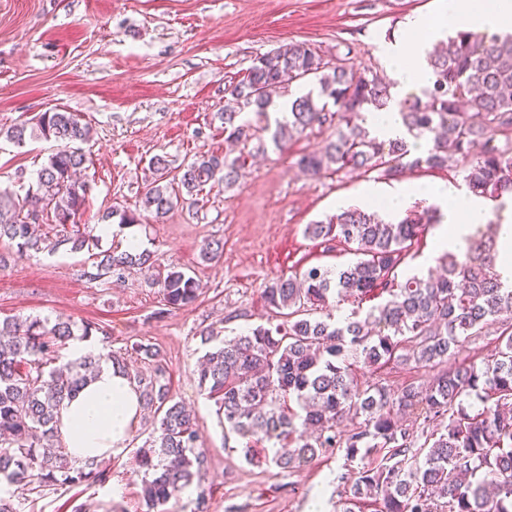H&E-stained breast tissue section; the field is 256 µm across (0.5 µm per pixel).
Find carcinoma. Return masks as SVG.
I'll list each match as a JSON object with an SVG mask.
<instances>
[{
  "mask_svg": "<svg viewBox=\"0 0 512 512\" xmlns=\"http://www.w3.org/2000/svg\"><path fill=\"white\" fill-rule=\"evenodd\" d=\"M425 61L430 85L396 102L393 82L373 70L358 75L347 59L304 43L256 56L246 77L224 89V153L197 155L180 175L155 180L139 207L160 219L212 181L230 191L248 159L315 129L329 132L324 145L297 160L311 176L350 170L396 180L406 171L459 167L473 194L494 201L512 195V150L493 145L512 126V34L458 31ZM313 80L318 91L290 100L288 114L268 122L269 110L278 109L273 93ZM392 102L407 139H380L367 126L366 113ZM28 137L53 140L61 149L38 171L36 193L23 204L0 190V238L16 243L20 256L35 257L47 248L38 228L48 215L59 227L53 249L80 251L86 241L75 217L90 185L77 178L86 163L77 143L87 128L77 115L56 110L7 132L19 145ZM441 221L433 205H415L398 221L352 207L305 226V236L334 241L356 260L336 271L311 267L268 281L267 305L286 321L212 347L198 367L199 387L215 399L226 432L245 441L246 461L286 471L336 448L345 449L350 462L384 449L381 458L352 472L342 512H356L368 499L375 512H512V288L497 269V225L475 228L463 253L444 252L438 273L398 278L412 245ZM152 264L147 251H110L96 256L91 277L123 281ZM149 285L173 308L198 297L195 278L174 266ZM384 294V302L364 313L317 316L333 302L360 304ZM492 330L498 345L482 365H454L427 386L406 383L394 390L355 378L358 363L373 370L389 363L432 367L457 354L461 337ZM97 333L104 328L87 321L0 320V483L27 496L108 478L93 459L76 466L57 434L61 403L101 360L89 351L63 372L55 367L59 351ZM131 360L150 366V374L130 373ZM107 361L152 412V431L133 452L141 512H166L170 500L192 488L191 512H207L199 426L175 400L159 350L135 341ZM345 416L353 423L340 431Z\"/></svg>",
  "mask_w": 512,
  "mask_h": 512,
  "instance_id": "cac0c4a2",
  "label": "carcinoma"
}]
</instances>
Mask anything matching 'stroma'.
<instances>
[{
    "label": "stroma",
    "instance_id": "stroma-1",
    "mask_svg": "<svg viewBox=\"0 0 512 512\" xmlns=\"http://www.w3.org/2000/svg\"><path fill=\"white\" fill-rule=\"evenodd\" d=\"M437 10L438 0H0V187L20 203L35 186L56 143L30 139L18 146L4 133L54 110L78 114L89 128L82 148L91 186L77 218L87 243L82 251L64 246L22 259L14 242L0 239V318L100 323L105 332L92 343L104 353L139 340L158 348L171 392L195 415L208 450V512H311L318 496L324 512H341L350 465L341 449L288 472L248 464L240 439L225 438L214 400L198 385L201 332L230 340L276 326L280 319L262 294L266 281L351 262L352 254L305 237L304 228L359 204L366 187L414 182L461 189L463 177L451 168L397 180L349 171L314 178L296 161L321 148L320 134L268 149L233 190L212 182L195 203L178 204L163 220L141 213L137 230L156 257L153 270H190L200 284L196 302L181 308L166 306L160 290L147 287L144 269L122 284L90 279L92 254L127 247L124 229L102 242L95 227L107 211L138 207L154 178L152 157L168 156L175 172L195 155L223 152L217 114L224 87L242 79L256 55L302 42L349 57L355 70L382 71L380 44L399 39L408 17ZM217 240L222 257L203 261V247ZM437 374L393 363L356 372L360 383L393 389L427 385ZM105 467L106 483L44 491L23 502L21 512H74L79 505L86 512H139L132 451Z\"/></svg>",
    "mask_w": 512,
    "mask_h": 512
}]
</instances>
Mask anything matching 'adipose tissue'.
<instances>
[{"instance_id":"adipose-tissue-1","label":"adipose tissue","mask_w":512,"mask_h":512,"mask_svg":"<svg viewBox=\"0 0 512 512\" xmlns=\"http://www.w3.org/2000/svg\"><path fill=\"white\" fill-rule=\"evenodd\" d=\"M471 30L486 34L512 32V0H442L436 17L418 14L410 18L400 39L382 48L399 97L426 86L430 73L416 52L428 32ZM426 195L442 205L446 221L435 237L439 251L464 246L477 225L487 223L490 201L455 186L435 184ZM142 402L127 378L110 362H101L95 377L58 413L59 435L75 460L110 457L125 448L139 419Z\"/></svg>"}]
</instances>
